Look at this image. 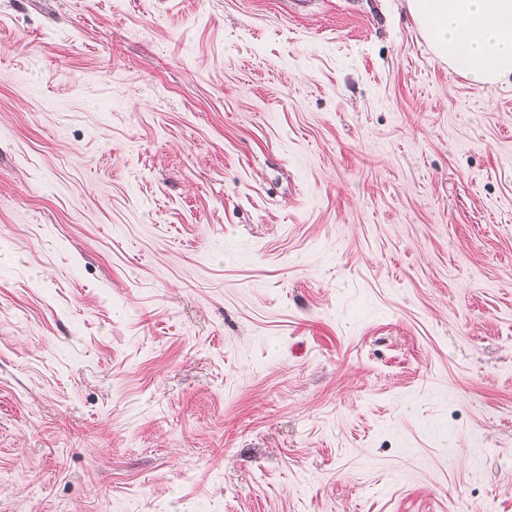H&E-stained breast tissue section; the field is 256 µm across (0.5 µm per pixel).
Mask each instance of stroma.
Here are the masks:
<instances>
[{
  "instance_id": "1",
  "label": "stroma",
  "mask_w": 512,
  "mask_h": 512,
  "mask_svg": "<svg viewBox=\"0 0 512 512\" xmlns=\"http://www.w3.org/2000/svg\"><path fill=\"white\" fill-rule=\"evenodd\" d=\"M0 512H512V80L406 0H0Z\"/></svg>"
}]
</instances>
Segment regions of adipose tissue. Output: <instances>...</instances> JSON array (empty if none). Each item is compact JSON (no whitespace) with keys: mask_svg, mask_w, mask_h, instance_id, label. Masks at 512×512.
<instances>
[{"mask_svg":"<svg viewBox=\"0 0 512 512\" xmlns=\"http://www.w3.org/2000/svg\"><path fill=\"white\" fill-rule=\"evenodd\" d=\"M436 56L481 86L512 80V0H406Z\"/></svg>","mask_w":512,"mask_h":512,"instance_id":"adipose-tissue-1","label":"adipose tissue"}]
</instances>
